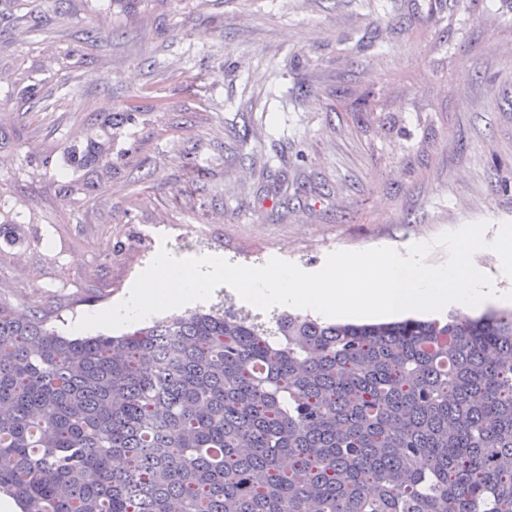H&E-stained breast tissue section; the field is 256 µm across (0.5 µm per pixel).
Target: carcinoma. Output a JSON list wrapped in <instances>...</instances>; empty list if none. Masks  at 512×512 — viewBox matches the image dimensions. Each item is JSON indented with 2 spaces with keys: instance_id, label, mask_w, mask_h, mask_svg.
I'll return each instance as SVG.
<instances>
[{
  "instance_id": "1",
  "label": "carcinoma",
  "mask_w": 512,
  "mask_h": 512,
  "mask_svg": "<svg viewBox=\"0 0 512 512\" xmlns=\"http://www.w3.org/2000/svg\"><path fill=\"white\" fill-rule=\"evenodd\" d=\"M0 457L22 512H512V312L68 339L0 300Z\"/></svg>"
}]
</instances>
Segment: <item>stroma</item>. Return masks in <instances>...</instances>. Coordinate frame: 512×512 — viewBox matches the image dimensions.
Returning <instances> with one entry per match:
<instances>
[{
    "label": "stroma",
    "mask_w": 512,
    "mask_h": 512,
    "mask_svg": "<svg viewBox=\"0 0 512 512\" xmlns=\"http://www.w3.org/2000/svg\"><path fill=\"white\" fill-rule=\"evenodd\" d=\"M0 38V299L76 323L164 249L320 270L512 222V0H37ZM90 27L115 29L97 44ZM94 68L63 67L70 51ZM49 106L15 109L17 59ZM134 106L133 122L106 111ZM99 148L111 178L78 166Z\"/></svg>",
    "instance_id": "obj_1"
}]
</instances>
